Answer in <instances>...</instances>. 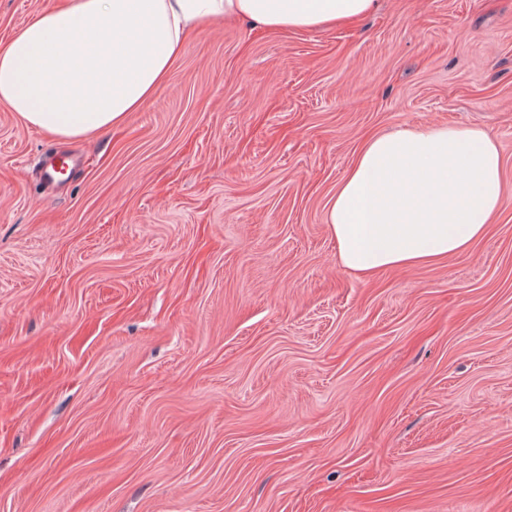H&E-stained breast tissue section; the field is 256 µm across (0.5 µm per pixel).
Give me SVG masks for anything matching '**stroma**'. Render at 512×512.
<instances>
[{
	"label": "stroma",
	"instance_id": "stroma-1",
	"mask_svg": "<svg viewBox=\"0 0 512 512\" xmlns=\"http://www.w3.org/2000/svg\"><path fill=\"white\" fill-rule=\"evenodd\" d=\"M54 2L0 0V45ZM443 125L496 140L494 224L357 277L337 185ZM0 512H512V0L217 22L86 141L0 106Z\"/></svg>",
	"mask_w": 512,
	"mask_h": 512
}]
</instances>
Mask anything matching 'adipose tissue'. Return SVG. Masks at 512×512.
I'll use <instances>...</instances> for the list:
<instances>
[{
	"instance_id": "obj_1",
	"label": "adipose tissue",
	"mask_w": 512,
	"mask_h": 512,
	"mask_svg": "<svg viewBox=\"0 0 512 512\" xmlns=\"http://www.w3.org/2000/svg\"><path fill=\"white\" fill-rule=\"evenodd\" d=\"M375 0H60L0 45V105L62 140L124 123L170 80L188 35L218 21L325 29ZM503 201L499 148L485 131L434 126L367 137L330 200L343 267L370 277L467 250Z\"/></svg>"
}]
</instances>
